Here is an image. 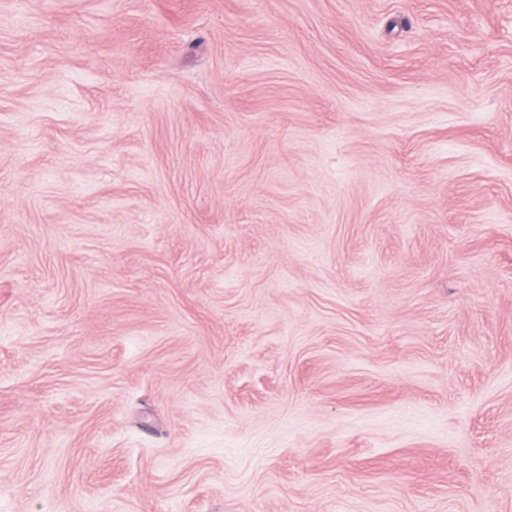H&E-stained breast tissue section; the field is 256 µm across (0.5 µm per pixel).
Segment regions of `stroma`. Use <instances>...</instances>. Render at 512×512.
<instances>
[{
    "label": "stroma",
    "instance_id": "35a3bbf8",
    "mask_svg": "<svg viewBox=\"0 0 512 512\" xmlns=\"http://www.w3.org/2000/svg\"><path fill=\"white\" fill-rule=\"evenodd\" d=\"M0 512H512V0H0Z\"/></svg>",
    "mask_w": 512,
    "mask_h": 512
}]
</instances>
